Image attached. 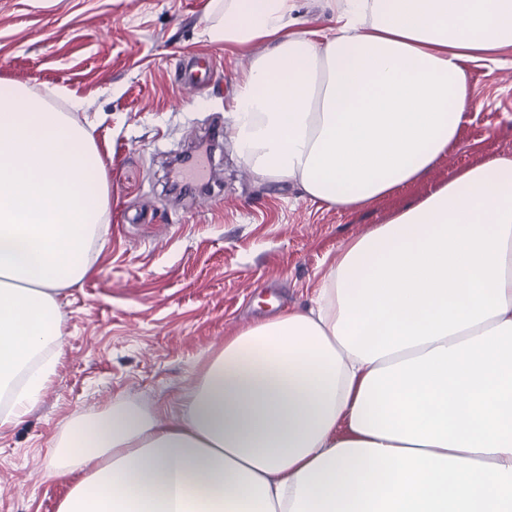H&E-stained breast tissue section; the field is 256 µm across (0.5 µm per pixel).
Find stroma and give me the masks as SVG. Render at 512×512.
Listing matches in <instances>:
<instances>
[{"label": "stroma", "instance_id": "1", "mask_svg": "<svg viewBox=\"0 0 512 512\" xmlns=\"http://www.w3.org/2000/svg\"><path fill=\"white\" fill-rule=\"evenodd\" d=\"M210 0H0V80L84 101L106 165L110 232L94 272L65 289L55 375L38 406L0 431V512H58L79 474L50 479L68 420L120 400L174 405L247 324L306 310L338 252L458 170L512 154V48L470 64L474 99L428 176L355 213L262 181L231 145L211 154L207 196L173 198L167 155L229 121L244 56L204 40ZM203 57L189 90L181 57ZM209 65L202 59L194 58L187 63L180 72L182 84L188 89L201 85L206 77Z\"/></svg>", "mask_w": 512, "mask_h": 512}]
</instances>
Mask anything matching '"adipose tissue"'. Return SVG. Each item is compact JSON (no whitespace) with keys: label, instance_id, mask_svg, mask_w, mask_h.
Returning a JSON list of instances; mask_svg holds the SVG:
<instances>
[{"label":"adipose tissue","instance_id":"1","mask_svg":"<svg viewBox=\"0 0 512 512\" xmlns=\"http://www.w3.org/2000/svg\"><path fill=\"white\" fill-rule=\"evenodd\" d=\"M213 0L248 56L226 127L257 178L355 212L424 179L512 47V0ZM109 190L91 131L0 81V431L56 367L61 291L94 267ZM58 512H512V154L458 171L345 245L310 311L224 340L167 407L73 417ZM298 16L305 23L301 25L304 29H326L332 25L328 12H321L312 0H298Z\"/></svg>","mask_w":512,"mask_h":512}]
</instances>
